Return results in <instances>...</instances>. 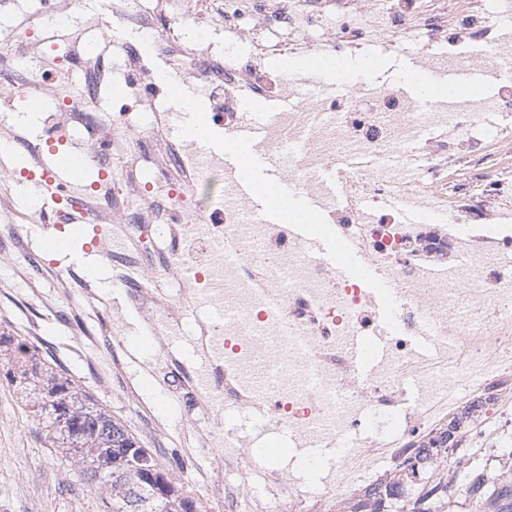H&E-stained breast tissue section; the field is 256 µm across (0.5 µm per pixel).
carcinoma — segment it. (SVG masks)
I'll list each match as a JSON object with an SVG mask.
<instances>
[{
	"label": "carcinoma",
	"instance_id": "cac0c4a2",
	"mask_svg": "<svg viewBox=\"0 0 512 512\" xmlns=\"http://www.w3.org/2000/svg\"><path fill=\"white\" fill-rule=\"evenodd\" d=\"M0 369L8 384L28 392L26 411L50 452L78 466L77 477L98 500L99 512H200L198 500L170 478L153 451L37 347L1 331ZM468 510L512 512V480L491 486Z\"/></svg>",
	"mask_w": 512,
	"mask_h": 512
}]
</instances>
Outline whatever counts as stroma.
<instances>
[{"label":"stroma","mask_w":512,"mask_h":512,"mask_svg":"<svg viewBox=\"0 0 512 512\" xmlns=\"http://www.w3.org/2000/svg\"><path fill=\"white\" fill-rule=\"evenodd\" d=\"M111 32L121 41L133 43L141 55L150 60L155 78L170 86L169 136L171 140H178L180 125L206 115L207 99L197 85L172 73L158 49L156 38H139L118 17L111 20ZM366 56L374 60L373 68L367 73L361 68L363 58L350 57L351 86H358L364 78L378 84L401 83L416 51L410 48L392 53L373 45ZM56 259L60 269L71 268L87 276L100 299L99 317L71 315L58 322L44 320V303L52 296L48 283L41 281L19 287V267L14 260L4 258L0 259V286H7L8 291L0 293V329L22 336L29 323L41 322V353L58 363L72 379L85 384L108 413L127 422L131 419L127 408L113 401L110 389L98 381L99 376L111 373L112 359L107 355L98 356L89 341L90 334L100 325L113 323L121 339L127 342L124 365L129 379L143 398L153 403L158 413L169 421L172 439L162 461L163 467L184 487L203 481L213 457L201 454L200 466L196 469L182 466L184 450L177 411L168 400L162 376L154 372L157 352L150 345L135 344V336L145 331L143 321L125 294L113 288L110 266L90 249L83 237L72 242L70 252L57 254ZM11 391V385L0 380V512H93L95 503L85 487L76 482L73 468L59 464L51 456L40 427L27 416L21 404L11 400ZM272 444L280 449L278 461L288 465L296 479L310 488L319 487V480L309 474V463L303 462L300 454L292 449L284 429L256 440L253 456L257 465L268 461L266 449Z\"/></svg>","instance_id":"35a3bbf8"}]
</instances>
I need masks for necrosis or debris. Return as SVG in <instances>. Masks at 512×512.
Segmentation results:
<instances>
[{
	"label": "necrosis or debris",
	"instance_id": "obj_1",
	"mask_svg": "<svg viewBox=\"0 0 512 512\" xmlns=\"http://www.w3.org/2000/svg\"><path fill=\"white\" fill-rule=\"evenodd\" d=\"M72 0H37L29 25L0 53V103L26 85L42 101L41 135L27 137L13 113L0 114V152L25 151L46 165L48 142L86 146L99 176L75 197L19 205L0 197V255L20 274L45 281L61 300L93 303L90 283L58 270L25 235L46 209L80 206L91 243L112 267L113 287L137 305L165 374L191 396L186 425L195 447L222 448L200 485L217 512H389L412 507L429 488L461 501L512 477V41L500 35L494 0H111L113 14L141 36L161 34L171 70L209 101V118L232 129L244 98L291 96L297 84L271 62L283 55L352 56L369 46L417 49L423 64L490 69L498 92L447 110L417 103L393 85H360L333 100L301 97L268 129L283 172L320 197L330 233L385 274L397 333L387 360L366 381L352 374L348 343L373 335L377 316L363 282L318 265L286 230L257 223L233 177L215 160L168 135L167 86L131 44L111 42L110 26L73 28L62 41ZM224 27L223 51L191 33ZM122 55L113 69L103 47ZM54 56L36 72L43 47ZM124 94L103 105L112 78ZM332 169L340 194L323 195ZM452 212L454 224H411L390 207ZM428 326L440 361L416 360L410 338ZM191 333L193 349H171ZM416 378L424 401L400 396ZM108 385L137 401L143 431L158 448L169 434L137 400L113 360ZM245 413L287 427L298 439L340 447L336 470L310 490L287 470H257L222 417Z\"/></svg>",
	"mask_w": 512,
	"mask_h": 512
}]
</instances>
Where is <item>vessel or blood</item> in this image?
<instances>
[{
	"label": "vessel or blood",
	"mask_w": 512,
	"mask_h": 512,
	"mask_svg": "<svg viewBox=\"0 0 512 512\" xmlns=\"http://www.w3.org/2000/svg\"><path fill=\"white\" fill-rule=\"evenodd\" d=\"M348 68L344 59L318 54L306 59L297 79L317 95L332 97ZM404 85L412 91H428L430 103L445 107L481 101L484 80L479 70L468 67L448 72L413 67L407 71ZM265 131V125L251 118L230 131V138L245 145L247 154L243 163L228 159L224 166L229 173L235 174L237 189L250 199L257 221L287 227L289 233L303 244L313 262L335 265L341 275L360 276L370 282L371 305L378 316L379 326L372 338L356 337L349 345L355 374L367 378L388 355L395 326L392 291L378 268L367 264L332 234L314 231L312 220L321 212L320 202L301 193L297 184L283 177L280 158L267 145ZM28 187L33 196L42 199L56 194L60 185L54 170L47 169L29 175ZM439 349L437 336L428 327H421L413 350L415 357L426 359Z\"/></svg>",
	"instance_id": "obj_1"
}]
</instances>
